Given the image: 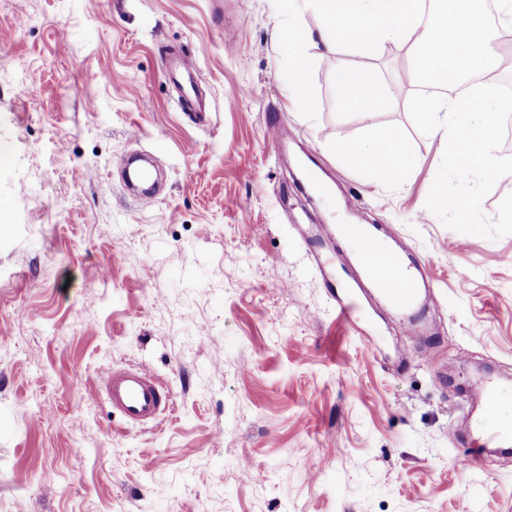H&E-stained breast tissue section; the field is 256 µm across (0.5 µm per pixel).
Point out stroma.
I'll list each match as a JSON object with an SVG mask.
<instances>
[{
  "mask_svg": "<svg viewBox=\"0 0 512 512\" xmlns=\"http://www.w3.org/2000/svg\"><path fill=\"white\" fill-rule=\"evenodd\" d=\"M279 25L273 0H0V512H512V457L485 448L473 395L512 384V235L422 220L444 143L412 122L411 53L312 37L310 120ZM363 69L388 92L368 116L337 104ZM375 128L415 165L373 184L344 148ZM135 151L164 176L147 207L120 180ZM340 224L423 270L425 343L345 237L312 234ZM353 291L347 325L334 298ZM140 363L175 400L157 425L92 394Z\"/></svg>",
  "mask_w": 512,
  "mask_h": 512,
  "instance_id": "obj_1",
  "label": "stroma"
}]
</instances>
